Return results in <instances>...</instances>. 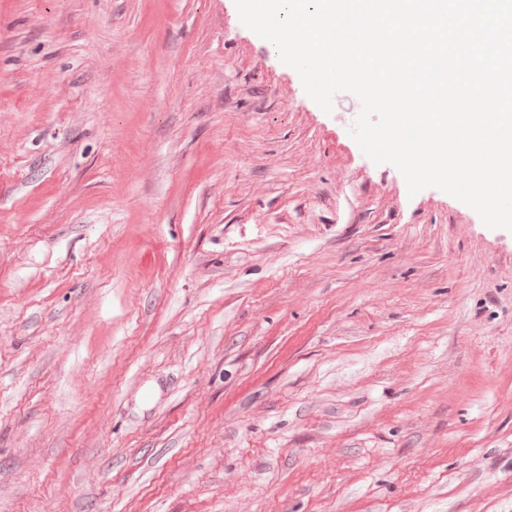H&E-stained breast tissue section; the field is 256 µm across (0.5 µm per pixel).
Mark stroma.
Wrapping results in <instances>:
<instances>
[{"instance_id":"1","label":"stroma","mask_w":512,"mask_h":512,"mask_svg":"<svg viewBox=\"0 0 512 512\" xmlns=\"http://www.w3.org/2000/svg\"><path fill=\"white\" fill-rule=\"evenodd\" d=\"M360 111L235 0H0V512H512V231Z\"/></svg>"}]
</instances>
